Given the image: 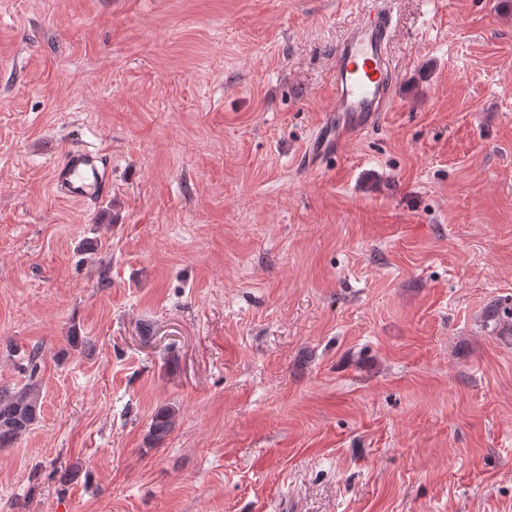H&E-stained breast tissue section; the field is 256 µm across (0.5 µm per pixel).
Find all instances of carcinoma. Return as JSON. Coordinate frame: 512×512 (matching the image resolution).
I'll use <instances>...</instances> for the list:
<instances>
[{"instance_id": "cac0c4a2", "label": "carcinoma", "mask_w": 512, "mask_h": 512, "mask_svg": "<svg viewBox=\"0 0 512 512\" xmlns=\"http://www.w3.org/2000/svg\"><path fill=\"white\" fill-rule=\"evenodd\" d=\"M485 321L498 336L512 338V303H494L485 312ZM42 347L34 345L25 354L28 382L17 391L0 389V448H9L40 419V390L35 378L39 374ZM174 413L158 412L150 425L152 437L160 441L171 430Z\"/></svg>"}]
</instances>
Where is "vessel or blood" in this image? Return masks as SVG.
<instances>
[{"instance_id": "obj_1", "label": "vessel or blood", "mask_w": 512, "mask_h": 512, "mask_svg": "<svg viewBox=\"0 0 512 512\" xmlns=\"http://www.w3.org/2000/svg\"><path fill=\"white\" fill-rule=\"evenodd\" d=\"M390 33V14L380 6L361 15L338 46L332 65L334 96L306 151L308 169H317L338 145L372 127L390 104ZM54 181L67 197L101 201L112 189V167L105 150L85 145L70 148L54 172Z\"/></svg>"}]
</instances>
